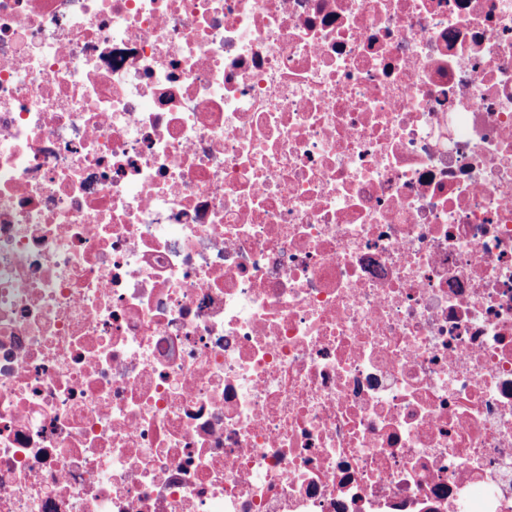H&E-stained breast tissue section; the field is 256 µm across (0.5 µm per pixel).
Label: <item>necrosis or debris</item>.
I'll return each instance as SVG.
<instances>
[{
    "label": "necrosis or debris",
    "instance_id": "necrosis-or-debris-1",
    "mask_svg": "<svg viewBox=\"0 0 512 512\" xmlns=\"http://www.w3.org/2000/svg\"><path fill=\"white\" fill-rule=\"evenodd\" d=\"M0 512H512V0H0Z\"/></svg>",
    "mask_w": 512,
    "mask_h": 512
}]
</instances>
